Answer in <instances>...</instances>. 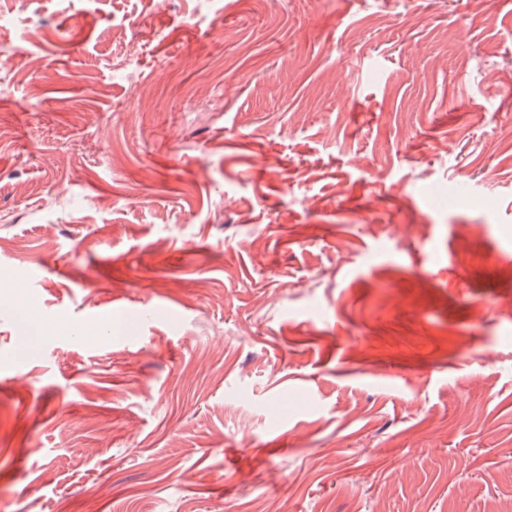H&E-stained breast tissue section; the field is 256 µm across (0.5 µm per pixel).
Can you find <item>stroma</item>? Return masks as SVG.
I'll list each match as a JSON object with an SVG mask.
<instances>
[{
  "instance_id": "1",
  "label": "stroma",
  "mask_w": 512,
  "mask_h": 512,
  "mask_svg": "<svg viewBox=\"0 0 512 512\" xmlns=\"http://www.w3.org/2000/svg\"><path fill=\"white\" fill-rule=\"evenodd\" d=\"M505 72L512 0H0V512L512 506Z\"/></svg>"
}]
</instances>
